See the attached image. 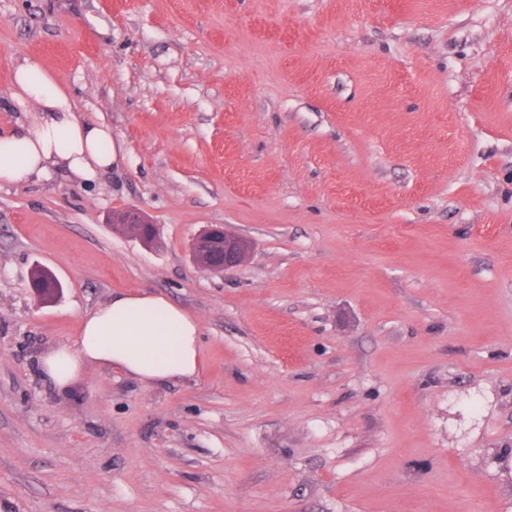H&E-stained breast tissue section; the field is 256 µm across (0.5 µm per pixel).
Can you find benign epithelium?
<instances>
[{
  "instance_id": "1",
  "label": "benign epithelium",
  "mask_w": 512,
  "mask_h": 512,
  "mask_svg": "<svg viewBox=\"0 0 512 512\" xmlns=\"http://www.w3.org/2000/svg\"><path fill=\"white\" fill-rule=\"evenodd\" d=\"M124 229L128 235L148 245L154 242L157 229L142 213L128 211L124 217ZM251 251L248 240L239 237L216 224L204 230L193 242L192 253L194 260L207 258L206 263L198 264L202 270L222 274L238 268L245 262Z\"/></svg>"
}]
</instances>
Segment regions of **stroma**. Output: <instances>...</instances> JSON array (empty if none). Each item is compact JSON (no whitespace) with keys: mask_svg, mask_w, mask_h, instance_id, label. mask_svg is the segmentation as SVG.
Wrapping results in <instances>:
<instances>
[{"mask_svg":"<svg viewBox=\"0 0 512 512\" xmlns=\"http://www.w3.org/2000/svg\"><path fill=\"white\" fill-rule=\"evenodd\" d=\"M28 57L123 155L0 187V512H512V0H0V131ZM131 291L200 377L57 389ZM120 217L123 218L124 215L122 214ZM123 224V228L128 235L139 239L143 244H151L156 239L157 229L155 224L140 212L127 211ZM250 251V242L228 231L223 224L211 225L192 244L198 267L214 274L238 268L248 258ZM200 257L207 258L205 264L200 263Z\"/></svg>","mask_w":512,"mask_h":512,"instance_id":"obj_1","label":"stroma"}]
</instances>
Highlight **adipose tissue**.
Listing matches in <instances>:
<instances>
[{
  "label": "adipose tissue",
  "instance_id": "obj_1",
  "mask_svg": "<svg viewBox=\"0 0 512 512\" xmlns=\"http://www.w3.org/2000/svg\"><path fill=\"white\" fill-rule=\"evenodd\" d=\"M13 85V104L35 118L0 133V185L54 167L92 180L117 162L120 148L110 128L80 120L70 94L38 60L25 59L13 72ZM199 338V323L164 296L123 293L84 317L77 342L48 352L40 367L62 391L93 366L114 367L147 384L193 379L202 366Z\"/></svg>",
  "mask_w": 512,
  "mask_h": 512
}]
</instances>
